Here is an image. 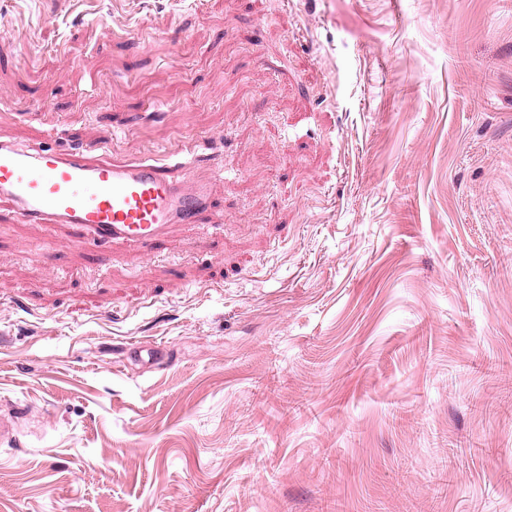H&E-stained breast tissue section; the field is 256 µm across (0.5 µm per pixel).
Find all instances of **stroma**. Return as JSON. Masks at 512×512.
Segmentation results:
<instances>
[{"label": "stroma", "mask_w": 512, "mask_h": 512, "mask_svg": "<svg viewBox=\"0 0 512 512\" xmlns=\"http://www.w3.org/2000/svg\"><path fill=\"white\" fill-rule=\"evenodd\" d=\"M0 138L216 177L0 203V512H512V0H0ZM189 164L91 161L87 153L0 139V200L29 224H67L102 250L121 241L149 252L170 225L196 224L211 205L209 181Z\"/></svg>", "instance_id": "35a3bbf8"}]
</instances>
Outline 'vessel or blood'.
Returning <instances> with one entry per match:
<instances>
[{"label": "vessel or blood", "mask_w": 512, "mask_h": 512, "mask_svg": "<svg viewBox=\"0 0 512 512\" xmlns=\"http://www.w3.org/2000/svg\"><path fill=\"white\" fill-rule=\"evenodd\" d=\"M187 163L95 162L80 149L0 139V200L29 224H66L94 249L120 241L151 251L170 225L197 223L211 205L209 182Z\"/></svg>", "instance_id": "b4317fda"}]
</instances>
